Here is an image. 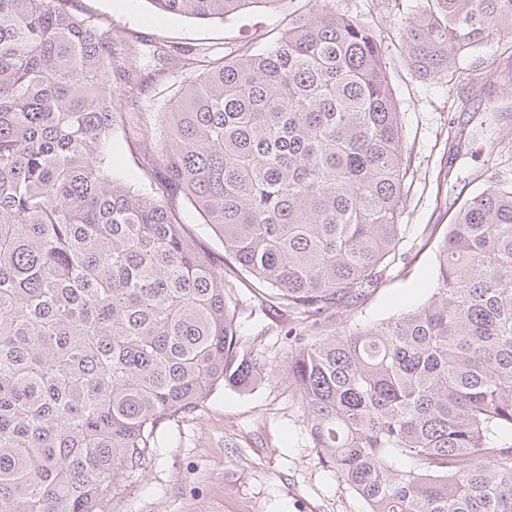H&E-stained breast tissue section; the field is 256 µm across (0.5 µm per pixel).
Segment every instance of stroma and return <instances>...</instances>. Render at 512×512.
<instances>
[{
	"mask_svg": "<svg viewBox=\"0 0 512 512\" xmlns=\"http://www.w3.org/2000/svg\"><path fill=\"white\" fill-rule=\"evenodd\" d=\"M337 11L367 20L381 44L403 126L412 191L400 217L404 240L379 288L353 310L329 317L343 331L419 306L435 290L436 237L462 203L489 177L512 185V35L460 56L452 83L425 81L409 69L397 32L417 0H334ZM70 11L100 24L114 40L127 31L148 49L262 48L287 28L301 0L252 6L227 20L201 22L164 16L149 0H67ZM468 139L458 156L448 140L458 128ZM246 343L271 371L253 390L217 388L194 412L167 420L163 442L134 478L122 481L111 512H367L365 502L312 448L299 400L279 372L287 312L262 314L239 295Z\"/></svg>",
	"mask_w": 512,
	"mask_h": 512,
	"instance_id": "1",
	"label": "stroma"
}]
</instances>
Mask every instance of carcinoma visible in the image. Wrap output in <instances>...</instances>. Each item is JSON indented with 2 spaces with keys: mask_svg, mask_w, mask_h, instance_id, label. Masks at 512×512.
Wrapping results in <instances>:
<instances>
[{
  "mask_svg": "<svg viewBox=\"0 0 512 512\" xmlns=\"http://www.w3.org/2000/svg\"><path fill=\"white\" fill-rule=\"evenodd\" d=\"M65 0H0V512H111L162 424L267 374L233 302L288 312L284 367L313 447L367 512H512V186L489 181L437 245L435 293L343 332L395 258L410 192L375 32L332 0L265 51L177 50L193 76L133 132L151 192L104 144L163 69ZM233 16L279 0H149ZM512 33V0H423L399 30L421 79ZM189 203L219 255L183 224Z\"/></svg>",
  "mask_w": 512,
  "mask_h": 512,
  "instance_id": "carcinoma-1",
  "label": "carcinoma"
}]
</instances>
